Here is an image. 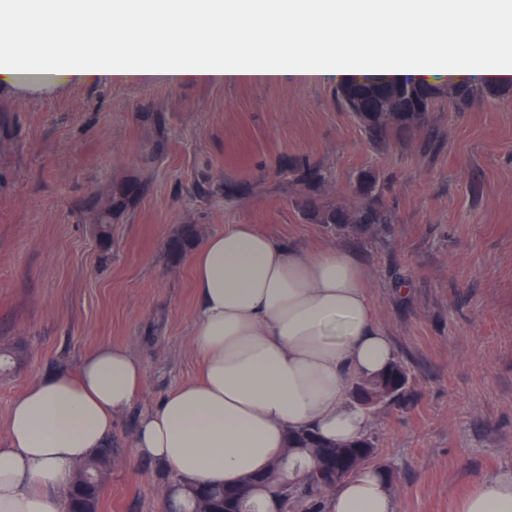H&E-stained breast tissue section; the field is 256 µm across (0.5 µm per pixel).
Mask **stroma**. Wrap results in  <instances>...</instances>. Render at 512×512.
<instances>
[{
    "instance_id": "1",
    "label": "stroma",
    "mask_w": 512,
    "mask_h": 512,
    "mask_svg": "<svg viewBox=\"0 0 512 512\" xmlns=\"http://www.w3.org/2000/svg\"><path fill=\"white\" fill-rule=\"evenodd\" d=\"M430 118L431 152L373 146L330 81L1 82L0 351L16 361L0 375V445L32 383L128 347L146 379L113 422L101 512H161L170 475L133 459L131 433L200 375L193 271L168 242L185 224H253L309 252L348 247L365 268L409 378L370 430L396 512H455L475 481L512 470V97L461 109L443 95ZM305 159L321 186L297 179ZM364 170L393 223L335 227L304 209L353 203Z\"/></svg>"
}]
</instances>
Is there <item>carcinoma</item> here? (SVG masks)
I'll return each instance as SVG.
<instances>
[{
	"instance_id": "obj_1",
	"label": "carcinoma",
	"mask_w": 512,
	"mask_h": 512,
	"mask_svg": "<svg viewBox=\"0 0 512 512\" xmlns=\"http://www.w3.org/2000/svg\"><path fill=\"white\" fill-rule=\"evenodd\" d=\"M421 83L410 77L389 81H351L336 88V100L345 112L350 113L366 139L375 145H387L394 139H407L421 136L422 148L433 151L439 148L440 139L430 125L429 111L434 100L443 92L448 93L456 105L465 106L479 94L497 97L512 94V80H487L477 86L467 79L450 81L447 86L430 85L427 97L417 94ZM362 202L353 209L342 206H324L316 199L308 201V207L317 214L321 224L379 225L392 222L388 209L379 202L376 192V179L370 173L362 176L360 184ZM199 240L197 225L184 224L169 242L168 248L174 258L182 257ZM355 389L369 401L382 397H392L400 404L408 395V375L405 367L397 361L379 375L357 383ZM289 448H327L348 460L358 461L356 469L373 463L376 457L373 440L364 436L346 443H330L317 434L300 429L289 432ZM116 446L110 443L100 448L88 460L75 467V474L69 492L66 494L65 512L81 508L83 512H99L101 478L112 465V454ZM262 476L267 493L279 499L282 512H323L326 504L325 489L343 477L332 478L322 467L309 471L307 476L296 481L288 477V468L275 462Z\"/></svg>"
}]
</instances>
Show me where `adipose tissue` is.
<instances>
[{
  "label": "adipose tissue",
  "mask_w": 512,
  "mask_h": 512,
  "mask_svg": "<svg viewBox=\"0 0 512 512\" xmlns=\"http://www.w3.org/2000/svg\"><path fill=\"white\" fill-rule=\"evenodd\" d=\"M14 26L52 24L63 44L22 61L0 29V80L236 82L512 75V0H44ZM128 36L113 43L110 27ZM13 26V27H14ZM89 43L76 38L87 29ZM382 38L366 42L374 30ZM197 298L192 347L202 379L142 412L135 458L180 480L232 486L284 454L309 428L329 442L368 433L372 415L350 389L397 358L375 322L353 253H315L250 224H228L189 256ZM145 366L103 344L76 373L38 379L10 409L0 446V512H58L78 463L112 438ZM327 512H395L377 466L338 484ZM456 512H512V470L482 477Z\"/></svg>",
  "instance_id": "obj_1"
}]
</instances>
